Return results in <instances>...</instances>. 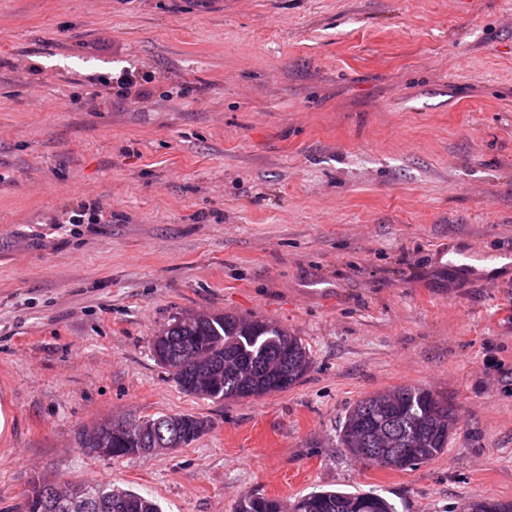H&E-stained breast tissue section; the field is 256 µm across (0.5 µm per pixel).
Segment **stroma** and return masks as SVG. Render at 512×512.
<instances>
[{"label": "stroma", "instance_id": "1", "mask_svg": "<svg viewBox=\"0 0 512 512\" xmlns=\"http://www.w3.org/2000/svg\"><path fill=\"white\" fill-rule=\"evenodd\" d=\"M131 70L126 104L93 78ZM99 203L108 221L72 224ZM487 288L459 279L468 248ZM512 0H0V512L111 483L161 512L374 491L397 512L512 501ZM260 318L312 364L256 400L183 392L178 318ZM457 417L395 471L337 439L373 392ZM195 414L172 452L102 459L107 420Z\"/></svg>", "mask_w": 512, "mask_h": 512}]
</instances>
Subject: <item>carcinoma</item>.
<instances>
[{
	"instance_id": "1",
	"label": "carcinoma",
	"mask_w": 512,
	"mask_h": 512,
	"mask_svg": "<svg viewBox=\"0 0 512 512\" xmlns=\"http://www.w3.org/2000/svg\"><path fill=\"white\" fill-rule=\"evenodd\" d=\"M152 344L165 348L171 360L168 368L176 383L189 394L202 399H245L249 390L254 397L280 393L294 386L310 365L309 351L302 340L288 331L261 319L241 320L232 315L205 314L192 322L175 321L153 337ZM288 347V365L281 375L288 383L271 384L257 364L265 362L280 347ZM202 350L220 374L203 391L186 386V375L196 366L193 353ZM395 418L403 447L411 449L408 456H398L394 449H381L382 459L376 462L384 468L408 470L444 452L456 426V416L448 403L422 387L401 386L373 393L351 407L341 424V444L354 434L365 439L364 447H378L375 429L368 427L372 419ZM149 430L160 442L179 434L189 445L209 428L210 421L190 414L159 415L146 419ZM104 439L111 444L113 456L123 457L145 452L147 444L136 439L118 422H108ZM88 496L106 498L118 492L124 507L119 512H161L154 500L132 490L106 483L83 485ZM235 512H397L395 504L370 492L313 491L285 505L277 498L245 494L236 504Z\"/></svg>"
}]
</instances>
